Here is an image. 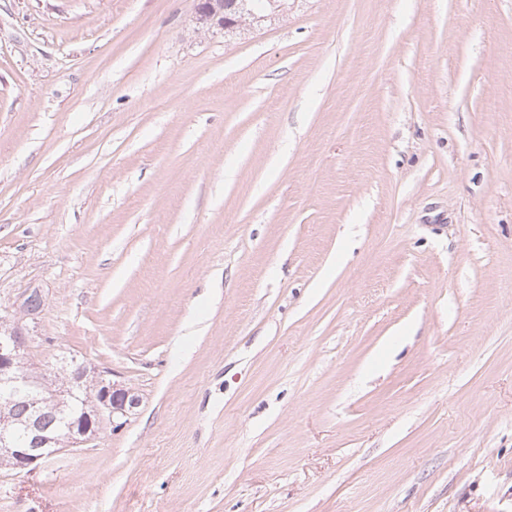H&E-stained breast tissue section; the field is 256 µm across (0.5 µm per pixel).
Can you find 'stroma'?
<instances>
[{
    "mask_svg": "<svg viewBox=\"0 0 512 512\" xmlns=\"http://www.w3.org/2000/svg\"><path fill=\"white\" fill-rule=\"evenodd\" d=\"M0 0V318L140 398L0 512H512V0ZM270 0H200L197 8V23L202 28L217 25L224 28L225 33H234L243 26L259 27L270 21L274 1ZM224 16L230 18L231 24L225 30ZM220 17V18H219ZM269 17V20H258Z\"/></svg>",
    "mask_w": 512,
    "mask_h": 512,
    "instance_id": "stroma-1",
    "label": "stroma"
}]
</instances>
